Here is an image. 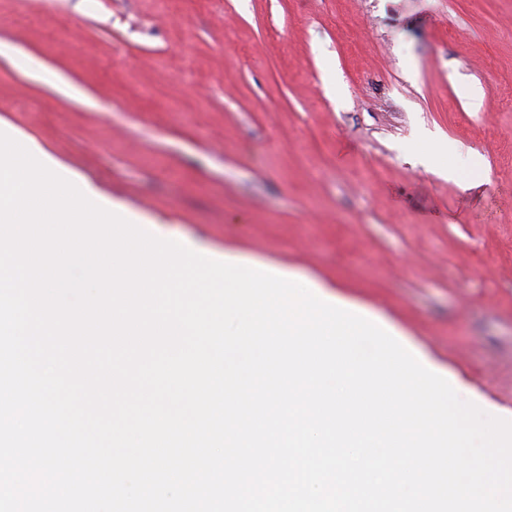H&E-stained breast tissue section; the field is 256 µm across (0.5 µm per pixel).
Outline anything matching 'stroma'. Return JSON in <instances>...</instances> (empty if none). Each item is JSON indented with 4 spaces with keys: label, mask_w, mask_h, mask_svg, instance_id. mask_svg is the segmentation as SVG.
<instances>
[{
    "label": "stroma",
    "mask_w": 512,
    "mask_h": 512,
    "mask_svg": "<svg viewBox=\"0 0 512 512\" xmlns=\"http://www.w3.org/2000/svg\"><path fill=\"white\" fill-rule=\"evenodd\" d=\"M0 130L146 231L339 284L512 410V0H0Z\"/></svg>",
    "instance_id": "35a3bbf8"
}]
</instances>
